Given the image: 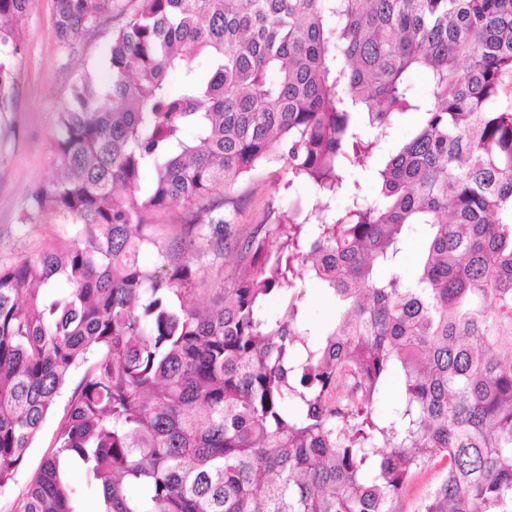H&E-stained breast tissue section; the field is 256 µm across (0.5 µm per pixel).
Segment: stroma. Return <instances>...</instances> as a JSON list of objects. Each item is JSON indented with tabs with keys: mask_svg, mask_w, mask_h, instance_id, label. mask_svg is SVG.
I'll return each instance as SVG.
<instances>
[{
	"mask_svg": "<svg viewBox=\"0 0 512 512\" xmlns=\"http://www.w3.org/2000/svg\"><path fill=\"white\" fill-rule=\"evenodd\" d=\"M137 6L138 0H115L111 12L104 14L95 28L82 33L68 49L50 22L55 0H30L24 27L25 48L16 65L14 109L0 118V266L19 264L36 256L46 244L65 242L74 235L76 228L70 224H23L19 217L29 189L53 171L52 138L57 114L72 84L87 68L97 70L101 80H110L105 59L112 34L126 24ZM286 177L285 163L274 160L237 185L234 241L257 230L259 225L272 223L275 211L287 209L291 201L311 196L312 190L307 185L296 183L284 187ZM234 241L227 244L219 257L194 253L192 302H208L223 291L236 266ZM82 375V370L73 372L14 480L0 488V512H9L37 474L53 445L72 389ZM444 469V462L434 460L418 470L397 499L396 512H417Z\"/></svg>",
	"mask_w": 512,
	"mask_h": 512,
	"instance_id": "stroma-1",
	"label": "stroma"
}]
</instances>
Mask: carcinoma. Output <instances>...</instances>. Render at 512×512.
I'll return each mask as SVG.
<instances>
[{"label": "carcinoma", "instance_id": "carcinoma-1", "mask_svg": "<svg viewBox=\"0 0 512 512\" xmlns=\"http://www.w3.org/2000/svg\"><path fill=\"white\" fill-rule=\"evenodd\" d=\"M28 4L0 0L1 116ZM112 4L56 0L58 37ZM107 66L110 83L75 82L55 173L20 216L77 234L0 268V487L84 368L10 512H79L69 461L99 512H395L435 458L447 470L420 512H512V0H139ZM408 113L369 201L347 170ZM273 156L313 195L238 240L219 302L185 304L191 253L224 252L233 224L214 191L232 204ZM173 202L181 231L163 241ZM306 278L336 303L319 329ZM426 238V228L423 225H415L407 233V250L401 267V274L405 281H409L415 268L417 253Z\"/></svg>", "mask_w": 512, "mask_h": 512}]
</instances>
